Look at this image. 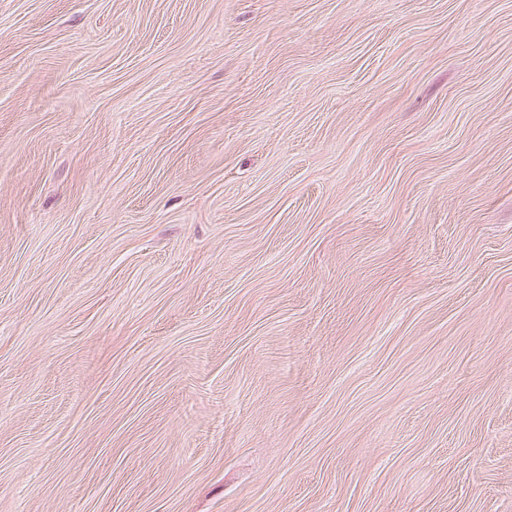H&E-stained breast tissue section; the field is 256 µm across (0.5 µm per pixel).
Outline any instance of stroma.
<instances>
[{
    "label": "stroma",
    "mask_w": 512,
    "mask_h": 512,
    "mask_svg": "<svg viewBox=\"0 0 512 512\" xmlns=\"http://www.w3.org/2000/svg\"><path fill=\"white\" fill-rule=\"evenodd\" d=\"M0 512H512V0H0Z\"/></svg>",
    "instance_id": "obj_1"
}]
</instances>
